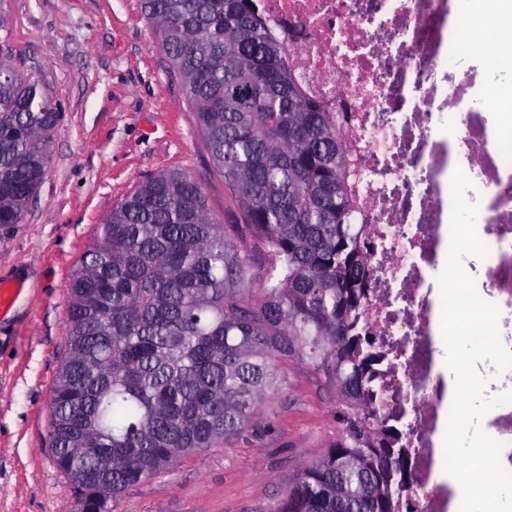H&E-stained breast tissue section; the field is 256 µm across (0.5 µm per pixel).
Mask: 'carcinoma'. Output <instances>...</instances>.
I'll return each mask as SVG.
<instances>
[{"label":"carcinoma","mask_w":512,"mask_h":512,"mask_svg":"<svg viewBox=\"0 0 512 512\" xmlns=\"http://www.w3.org/2000/svg\"><path fill=\"white\" fill-rule=\"evenodd\" d=\"M141 8L253 243L179 172L144 180L103 220L72 275L52 390L54 460L78 512H110L128 487L244 431L288 360L333 388L342 427L276 512H402L396 429L368 407L371 273L334 113L288 64L257 0ZM61 119L39 81L0 79L1 229L42 185Z\"/></svg>","instance_id":"carcinoma-1"}]
</instances>
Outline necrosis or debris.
<instances>
[{
    "mask_svg": "<svg viewBox=\"0 0 512 512\" xmlns=\"http://www.w3.org/2000/svg\"><path fill=\"white\" fill-rule=\"evenodd\" d=\"M442 2H259L273 23L297 26L290 63L328 111L347 117L343 145L358 169V215L374 273L364 322L382 357L375 406L401 431L412 473L405 512H440L431 474L443 375L434 366L447 350L434 345L433 305L422 289L439 276L438 257L450 248L442 198L452 189L447 163L432 157L433 137L458 142L469 170L485 176L482 189L468 188L465 197L478 206L477 225L494 228L480 236L489 250L486 275L512 307V121L500 123L488 101L483 124L432 106L437 70L481 66L495 89L512 85V56L499 54L492 66L487 52L451 38Z\"/></svg>",
    "mask_w": 512,
    "mask_h": 512,
    "instance_id": "obj_1",
    "label": "necrosis or debris"
}]
</instances>
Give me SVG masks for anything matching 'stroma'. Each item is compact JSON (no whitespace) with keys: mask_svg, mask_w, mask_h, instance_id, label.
<instances>
[{"mask_svg":"<svg viewBox=\"0 0 512 512\" xmlns=\"http://www.w3.org/2000/svg\"><path fill=\"white\" fill-rule=\"evenodd\" d=\"M0 15L17 64L63 113L44 183L0 231V282H31L21 309L0 313V512H77L51 453V397L71 274L99 224L143 180L179 171L213 217L249 231L140 0H0ZM278 369L282 390L245 432L130 486L113 512H272L341 428L331 386L297 361Z\"/></svg>","mask_w":512,"mask_h":512,"instance_id":"stroma-1","label":"stroma"}]
</instances>
